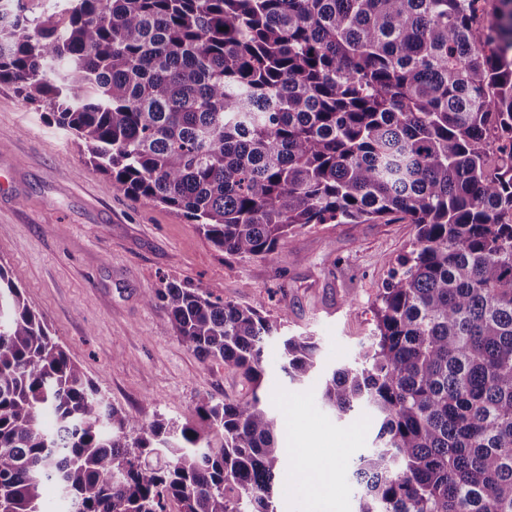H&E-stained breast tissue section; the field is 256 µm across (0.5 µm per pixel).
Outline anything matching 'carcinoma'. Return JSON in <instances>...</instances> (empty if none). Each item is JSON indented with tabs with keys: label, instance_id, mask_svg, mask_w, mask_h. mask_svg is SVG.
Returning <instances> with one entry per match:
<instances>
[{
	"label": "carcinoma",
	"instance_id": "cac0c4a2",
	"mask_svg": "<svg viewBox=\"0 0 512 512\" xmlns=\"http://www.w3.org/2000/svg\"><path fill=\"white\" fill-rule=\"evenodd\" d=\"M89 162L217 250L265 257L309 224L416 226L362 360L321 382L378 444L357 512H512V0H0V82ZM0 266V512H276L292 465L258 394L279 324L168 283L146 296L252 385L203 429L106 402ZM318 343L283 341L312 378Z\"/></svg>",
	"mask_w": 512,
	"mask_h": 512
}]
</instances>
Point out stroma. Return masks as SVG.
<instances>
[{
    "label": "stroma",
    "instance_id": "stroma-1",
    "mask_svg": "<svg viewBox=\"0 0 512 512\" xmlns=\"http://www.w3.org/2000/svg\"><path fill=\"white\" fill-rule=\"evenodd\" d=\"M415 235L404 221L311 224L263 258L217 251L184 216L125 194L49 109L0 82V266L19 273L30 307L112 405L143 422H184L202 401L251 393L236 370L180 341L162 303H147L166 283L242 306L263 300L281 322L265 366L285 446L339 463L333 501L313 498L289 471L276 484L277 512H356L351 465L374 447L378 427L367 410L340 419L325 408L319 377L369 344L374 304ZM299 334L320 345V374L302 383L281 370V342Z\"/></svg>",
    "mask_w": 512,
    "mask_h": 512
}]
</instances>
